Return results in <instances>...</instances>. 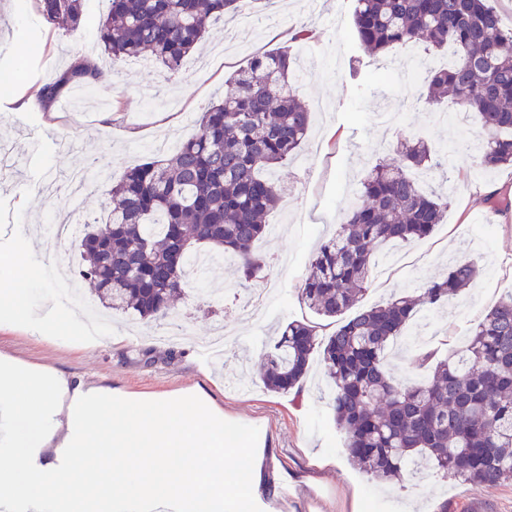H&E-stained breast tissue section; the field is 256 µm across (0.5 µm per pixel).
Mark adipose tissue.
Returning a JSON list of instances; mask_svg holds the SVG:
<instances>
[{
  "label": "adipose tissue",
  "instance_id": "ef3b65f1",
  "mask_svg": "<svg viewBox=\"0 0 512 512\" xmlns=\"http://www.w3.org/2000/svg\"><path fill=\"white\" fill-rule=\"evenodd\" d=\"M25 251H0V318H37ZM262 456L206 396L136 395L0 355V512H254Z\"/></svg>",
  "mask_w": 512,
  "mask_h": 512
}]
</instances>
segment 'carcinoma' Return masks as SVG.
Here are the masks:
<instances>
[{
	"label": "carcinoma",
	"mask_w": 512,
	"mask_h": 512,
	"mask_svg": "<svg viewBox=\"0 0 512 512\" xmlns=\"http://www.w3.org/2000/svg\"><path fill=\"white\" fill-rule=\"evenodd\" d=\"M37 2L67 32L84 29L82 0ZM107 3L99 46L110 62L147 56L176 72L210 29L249 0ZM353 20L370 55L411 43L451 48L453 66L430 70L417 100L430 106L449 96L460 111L477 113L481 165L512 166V29L502 28L495 0H356ZM313 39L315 30L302 24L288 45L252 56L175 153L129 168L116 181L106 178L111 186L100 205L107 220L88 226L80 240V277L93 284L104 307L167 321L203 246L235 258L247 280L266 266L255 245L280 185L264 172L307 136L310 112L295 87L293 45ZM103 76L100 65L79 61L66 70L65 83L93 87ZM464 150L439 156L423 139L406 140L371 169L299 288L308 309L333 320L335 331L321 338L315 323L291 321L259 369L268 391L288 393L301 388L320 354L348 457L377 481L407 474L419 484L430 472L488 486L512 482V293L476 324L457 359L411 351L412 366L431 371L425 383L388 374L384 354L418 306H446L475 281L474 262L457 261L417 294L345 317L367 289L381 246L430 236L448 212L450 195L424 192L414 172L446 182Z\"/></svg>",
	"instance_id": "obj_1"
}]
</instances>
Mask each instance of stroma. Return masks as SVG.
I'll use <instances>...</instances> for the list:
<instances>
[{
	"instance_id": "1",
	"label": "stroma",
	"mask_w": 512,
	"mask_h": 512,
	"mask_svg": "<svg viewBox=\"0 0 512 512\" xmlns=\"http://www.w3.org/2000/svg\"><path fill=\"white\" fill-rule=\"evenodd\" d=\"M355 0H253L250 8L227 19L207 37L200 54L179 73L165 76L151 60L126 61L86 97L67 91L54 115L27 112L16 123L0 111V146L13 164L0 168V226L33 227V251L43 262L25 267L33 304L72 281L80 265L78 249L56 256L44 226L81 218L104 221L95 181L93 194L70 198L65 191H29L45 171L62 180L95 158L103 172L120 176L130 166L174 153L198 128L202 110L223 95L224 82L251 55L282 47L263 36L265 28H294L307 22L318 32L302 50L300 95L312 114L308 138L280 169L283 196L268 217L269 233L258 242L270 264L251 282L241 280L234 260H226L210 289L195 290L177 303L186 335L161 341V326L110 312L100 343L83 348L70 320L56 321L48 335L0 326V354L48 366L91 385L134 394L203 389L224 411L238 437L252 440L263 454L262 500L286 497L288 512H352L360 498L364 512H512V483L496 487L426 476L412 482L374 483L349 461L344 437L335 427L324 393V373L313 362L301 391L274 394L256 376L265 342L279 327L308 317L298 290L318 244L329 237L340 213L357 200L361 181L380 158L404 138L425 139L438 152L467 141L457 158L455 193L448 212L423 240L390 243L376 255V270L361 304L376 306L413 291L421 282L445 274L459 257L476 262L480 274L448 308H422L393 347L385 364L397 376L411 373L410 351L428 338L441 339L442 355L466 341L478 319L512 292V211L493 213L483 195L496 188L512 196V168L486 172L479 167V127L472 113L452 100L437 107L417 102L404 73L448 64L442 52L418 45L394 51L387 59L370 57L354 36ZM86 26L66 34L42 14H30L26 0H0V72L38 89L65 71L87 41L99 36L100 0H85ZM111 112V125L101 115ZM232 332L222 361L200 368L193 341L216 327Z\"/></svg>"
}]
</instances>
